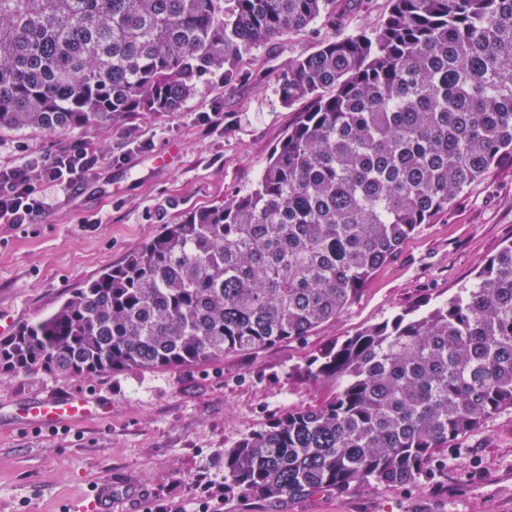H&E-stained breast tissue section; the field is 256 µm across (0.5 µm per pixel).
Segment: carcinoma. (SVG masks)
<instances>
[{
  "label": "carcinoma",
  "mask_w": 512,
  "mask_h": 512,
  "mask_svg": "<svg viewBox=\"0 0 512 512\" xmlns=\"http://www.w3.org/2000/svg\"><path fill=\"white\" fill-rule=\"evenodd\" d=\"M336 0H0V132L182 110L207 75ZM306 103L254 186L192 210L0 338V372L176 369L310 335L473 182L512 161V0H390L379 31L277 77ZM338 383L224 449V489L276 499L416 481L512 408V241L470 285L323 348Z\"/></svg>",
  "instance_id": "obj_1"
}]
</instances>
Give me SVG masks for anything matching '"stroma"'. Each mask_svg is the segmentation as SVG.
<instances>
[{
	"instance_id": "1",
	"label": "stroma",
	"mask_w": 512,
	"mask_h": 512,
	"mask_svg": "<svg viewBox=\"0 0 512 512\" xmlns=\"http://www.w3.org/2000/svg\"><path fill=\"white\" fill-rule=\"evenodd\" d=\"M389 7L390 0H338L340 25L320 20L260 45L232 88L207 76L173 115L134 112L104 128L0 133V145L33 150L74 139L115 153L137 145L125 163L59 196L36 223H0V338L53 311L186 212L251 187L297 116V105L276 91L277 75L326 38L378 32ZM216 109L223 125L200 123V113ZM145 141L150 149H142ZM511 240L507 162L422 225L342 315L302 340L183 369L91 379L0 373V512H95L94 491L105 482L112 512H183L195 502L220 512H512V409L449 441L446 462L412 485L276 500L224 490L225 448L270 415L334 396V381L302 373L315 353L411 305L448 299ZM65 394L89 397L105 412L53 431L15 423L17 409Z\"/></svg>"
}]
</instances>
